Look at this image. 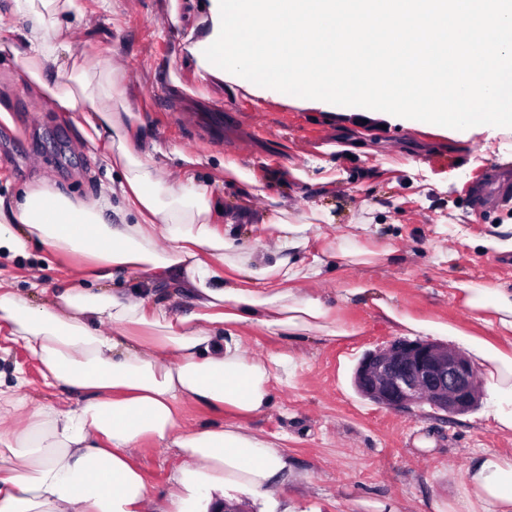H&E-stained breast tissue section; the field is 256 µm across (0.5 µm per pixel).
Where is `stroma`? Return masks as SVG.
I'll return each mask as SVG.
<instances>
[{"label": "stroma", "instance_id": "obj_1", "mask_svg": "<svg viewBox=\"0 0 512 512\" xmlns=\"http://www.w3.org/2000/svg\"><path fill=\"white\" fill-rule=\"evenodd\" d=\"M79 12L63 40V60L92 64L112 58L141 132V152L159 165H173L174 151L201 158L199 184L219 198L225 212L243 214L240 255L257 249L263 222L307 219L311 208L329 215L312 225L311 244L352 247L364 243L370 225L384 261L370 265L328 264L317 281L336 300L339 318L357 336L326 343L308 334L297 339L258 328L242 332L243 352L252 358L291 355L288 373L273 386V405L248 422L278 443L289 460L283 492L272 499L227 491L248 512H467L460 476L487 453L512 458V434L497 430L495 401L482 395L470 412L450 415L428 403L393 411L361 396L355 369L370 351L401 334L384 320L375 299L398 311L449 323L476 336L489 328L473 321L454 296L453 283H501L512 287V251L487 252L479 241L495 229L512 237V205L484 209L474 203L476 177L512 169V130H434L423 122L379 114L357 106L320 104L271 89L256 95L246 80H200L199 39L209 31L208 13L185 21L186 0H77ZM0 102L12 125L0 122V195H13L40 178L65 194L97 196L112 175V158L85 138L73 121L62 120L34 95L22 66L0 51ZM366 128L382 143L380 154L341 151L342 131ZM236 161L266 183L265 196L240 191L224 167ZM345 171L332 194L315 183L323 166ZM305 169L309 183L281 180ZM0 283L35 306L80 283L103 290L151 284L152 299L171 315L189 314L192 297L178 274L149 277L118 271L95 280L78 260L32 246L25 254L0 255ZM360 295H351L354 287ZM23 380V395L35 403L80 401L62 383L46 384L37 360L22 345L0 336V382ZM154 497L169 487L175 463L152 440L136 450Z\"/></svg>", "mask_w": 512, "mask_h": 512}]
</instances>
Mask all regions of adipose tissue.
I'll return each mask as SVG.
<instances>
[{
    "label": "adipose tissue",
    "mask_w": 512,
    "mask_h": 512,
    "mask_svg": "<svg viewBox=\"0 0 512 512\" xmlns=\"http://www.w3.org/2000/svg\"><path fill=\"white\" fill-rule=\"evenodd\" d=\"M75 10V0H9L0 9V38L51 109L85 113L81 134L117 148L122 174L90 202L44 179L18 196L0 195V252L22 254L33 243L58 256L81 257L100 271L158 274L175 267L195 297V310L171 316L150 303L146 288L72 287L35 307L0 287V332L37 359L46 382L85 396L74 407L35 405L16 386L0 388V512H187L192 499L205 512H217L229 488L273 496L288 473V456L246 421L271 407L272 381L286 371L287 357H245L239 331L250 326L291 338L317 331L326 341L351 336L334 304L301 287L324 275L325 254L309 251V223L281 219L251 260L254 287L229 278L239 267L232 257L235 221L227 219L220 231L213 227L218 205L197 184L193 159L175 180L140 154L139 131L119 119L132 107L113 80L110 61H102L94 76L85 65L61 61V37ZM21 17L26 27H18ZM103 96L111 106H99ZM113 210L135 215V223H112L107 214ZM158 229L168 242L163 251L152 243ZM289 249L306 250L299 266L283 258ZM456 296L476 320L500 333L503 344L399 312L382 300L377 306L405 335L462 342L486 391L499 401L497 429L512 433V289L460 282ZM185 401L236 419L182 428L177 408ZM146 439L177 460L169 490L158 500L133 458ZM462 480L470 507L512 512L511 458L485 455Z\"/></svg>",
    "instance_id": "adipose-tissue-1"
}]
</instances>
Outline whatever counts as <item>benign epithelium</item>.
<instances>
[{"mask_svg":"<svg viewBox=\"0 0 512 512\" xmlns=\"http://www.w3.org/2000/svg\"><path fill=\"white\" fill-rule=\"evenodd\" d=\"M477 373L461 350L430 341L395 340L366 354L354 373L356 389L392 410L416 403L421 394L445 413L462 414L477 403Z\"/></svg>","mask_w":512,"mask_h":512,"instance_id":"7a95c632","label":"benign epithelium"}]
</instances>
